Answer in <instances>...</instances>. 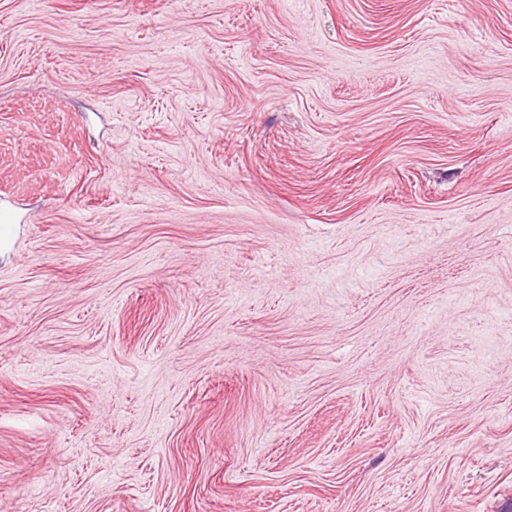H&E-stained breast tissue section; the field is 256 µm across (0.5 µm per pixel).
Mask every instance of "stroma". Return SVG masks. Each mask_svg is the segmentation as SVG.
<instances>
[{
  "label": "stroma",
  "mask_w": 512,
  "mask_h": 512,
  "mask_svg": "<svg viewBox=\"0 0 512 512\" xmlns=\"http://www.w3.org/2000/svg\"><path fill=\"white\" fill-rule=\"evenodd\" d=\"M0 512H512V0H0Z\"/></svg>",
  "instance_id": "stroma-1"
}]
</instances>
